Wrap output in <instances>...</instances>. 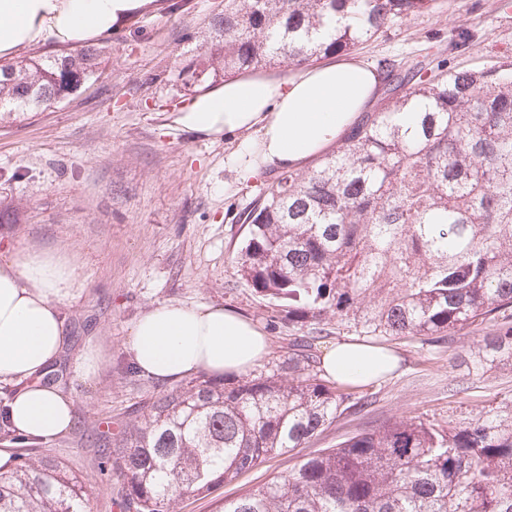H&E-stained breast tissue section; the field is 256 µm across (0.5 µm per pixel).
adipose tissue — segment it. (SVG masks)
I'll return each instance as SVG.
<instances>
[{"label":"adipose tissue","mask_w":512,"mask_h":512,"mask_svg":"<svg viewBox=\"0 0 512 512\" xmlns=\"http://www.w3.org/2000/svg\"><path fill=\"white\" fill-rule=\"evenodd\" d=\"M153 0H0V58L26 47H78L107 37ZM379 78L357 59H336L287 80L239 76L225 80L172 114L178 127L205 138L245 134L248 177L263 168L301 167L336 143L377 96ZM79 270L54 251L13 254L0 262V384H7L14 430L44 441L67 432L74 400L41 379L66 340L60 307L73 298ZM128 347L138 371L169 382L200 371L221 377L251 370L269 350L253 321L207 302L153 306L134 324ZM398 365L388 349L356 340L330 346L326 376L360 387Z\"/></svg>","instance_id":"adipose-tissue-1"}]
</instances>
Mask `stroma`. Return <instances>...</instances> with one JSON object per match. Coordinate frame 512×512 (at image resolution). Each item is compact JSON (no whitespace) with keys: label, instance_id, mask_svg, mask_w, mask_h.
<instances>
[{"label":"stroma","instance_id":"35a3bbf8","mask_svg":"<svg viewBox=\"0 0 512 512\" xmlns=\"http://www.w3.org/2000/svg\"><path fill=\"white\" fill-rule=\"evenodd\" d=\"M221 3L157 0L100 42L104 63L96 79L45 111L0 118V200L19 207L16 222H0V261L25 250L62 251L82 270L83 291L61 309L67 343L56 365L61 389L75 400V423L42 450L83 477L93 512H118L112 499L120 484L101 471L88 436L106 421L120 434L128 412L163 388L132 370L127 344L141 315L164 302L235 310L265 332V370L288 357L301 333L287 308L257 296L234 269L247 227L233 216L273 170L241 178L228 163L237 142L167 121L182 111L184 94L167 76L194 54L195 32ZM462 27L476 42L451 52ZM352 55L372 67L386 58L409 68L434 56L491 66L512 57V0H433L428 13ZM472 340L467 329L439 342L384 340L399 365L351 389L352 399L366 401L360 412H346L306 447L274 456L208 496L180 501L178 512H223L225 501L394 417L444 426L512 402V370L475 371Z\"/></svg>","mask_w":512,"mask_h":512}]
</instances>
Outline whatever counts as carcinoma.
Wrapping results in <instances>:
<instances>
[{
    "instance_id": "obj_1",
    "label": "carcinoma",
    "mask_w": 512,
    "mask_h": 512,
    "mask_svg": "<svg viewBox=\"0 0 512 512\" xmlns=\"http://www.w3.org/2000/svg\"><path fill=\"white\" fill-rule=\"evenodd\" d=\"M433 0H224L177 70L205 90L231 73L313 66L432 7ZM345 19L330 35L327 21ZM101 51L0 66V112H37L76 93ZM385 107L361 113L337 147L281 169L237 214L248 226L236 273L288 304L306 335L269 373L192 379L132 411L121 438L97 432L101 469L121 478L124 512H176L267 457L301 448L350 407L316 369L326 326L438 342L488 325L478 371L512 369V61L480 70L443 58L378 63ZM411 112V125L396 115ZM0 512H91L84 481L14 433ZM224 512H512V404L442 428L394 417L224 503Z\"/></svg>"
}]
</instances>
